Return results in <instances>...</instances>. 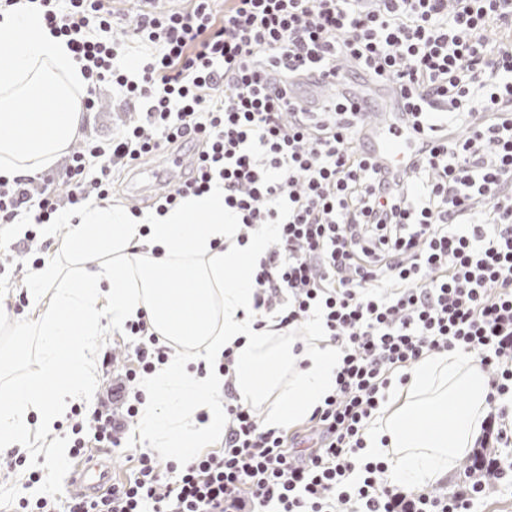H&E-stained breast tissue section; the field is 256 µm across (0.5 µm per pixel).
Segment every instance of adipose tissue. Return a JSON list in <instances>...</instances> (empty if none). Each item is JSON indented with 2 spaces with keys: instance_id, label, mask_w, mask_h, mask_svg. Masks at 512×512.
<instances>
[{
  "instance_id": "ef3b65f1",
  "label": "adipose tissue",
  "mask_w": 512,
  "mask_h": 512,
  "mask_svg": "<svg viewBox=\"0 0 512 512\" xmlns=\"http://www.w3.org/2000/svg\"><path fill=\"white\" fill-rule=\"evenodd\" d=\"M0 44L13 50L0 62V175L12 178L50 166L76 139L85 79L35 5L0 12ZM24 102L39 104V111H20ZM58 221L69 227L65 260L32 270V320L15 323L0 308V327L37 337L41 353L39 376L0 402V452L29 437V413H37L42 433L53 434L93 390L95 340L104 323L119 327L141 312L180 355L142 381L137 435L143 447L175 462L191 460L224 432V375L217 366L225 348L234 350L238 400L264 408L267 427L309 416L333 392L342 354L327 337L313 335L298 352L275 319L255 328L248 272L265 254L272 229L239 244L221 183L163 215L136 217L94 202L60 212ZM85 244L101 261L69 264ZM62 366L69 370L64 379ZM489 392V377L472 356L426 355L407 385L390 394L383 418L371 423L370 454L387 457L393 484L417 488L441 479L455 457L476 446Z\"/></svg>"
}]
</instances>
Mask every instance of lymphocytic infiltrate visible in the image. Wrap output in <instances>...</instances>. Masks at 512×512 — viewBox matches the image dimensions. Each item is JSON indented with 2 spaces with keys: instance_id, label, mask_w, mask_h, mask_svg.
Listing matches in <instances>:
<instances>
[{
  "instance_id": "1",
  "label": "lymphocytic infiltrate",
  "mask_w": 512,
  "mask_h": 512,
  "mask_svg": "<svg viewBox=\"0 0 512 512\" xmlns=\"http://www.w3.org/2000/svg\"><path fill=\"white\" fill-rule=\"evenodd\" d=\"M44 25L108 81L140 120L87 141L65 172L68 202L111 197L114 167L197 148L157 214L224 184L239 243L269 225L250 278L256 327L317 325L343 354L336 389L303 432L265 427L233 394L225 348L224 446L184 466L136 449L132 477L90 500L19 498L14 512H474L512 459L475 453L461 490H405L367 455L366 431L391 386L430 352L459 349L491 374L482 448L512 446V0H190L141 11L124 39L110 0H37ZM394 85L427 146L408 172L383 175L361 150L370 102L354 79ZM331 81L308 113L296 91ZM0 177V226L52 223L51 190ZM33 229L28 238H35ZM126 365L110 401L136 417L140 382L172 357L145 317L124 325ZM107 406L71 410V456L119 448Z\"/></svg>"
}]
</instances>
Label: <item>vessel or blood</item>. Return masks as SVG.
Instances as JSON below:
<instances>
[{"label": "vessel or blood", "mask_w": 512, "mask_h": 512, "mask_svg": "<svg viewBox=\"0 0 512 512\" xmlns=\"http://www.w3.org/2000/svg\"><path fill=\"white\" fill-rule=\"evenodd\" d=\"M365 94L380 98L383 107L377 120L364 123L359 142L377 166L392 173L402 172L406 157L421 144L406 123L405 106L395 88L390 86L369 87ZM111 484L109 459L89 458L77 467L68 482V490L74 496L89 497Z\"/></svg>", "instance_id": "b4317fda"}]
</instances>
